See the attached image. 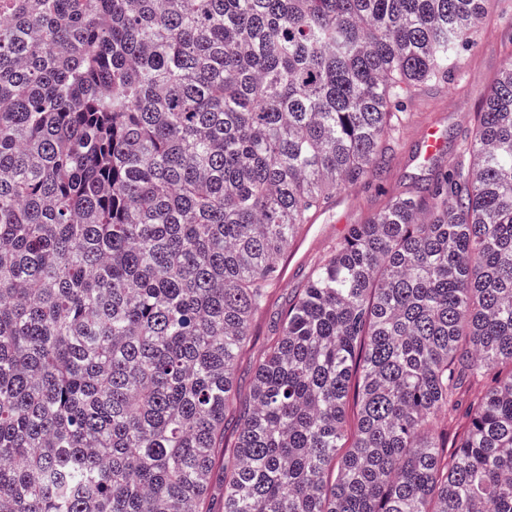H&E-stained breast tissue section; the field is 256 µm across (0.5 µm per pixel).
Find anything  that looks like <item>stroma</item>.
Listing matches in <instances>:
<instances>
[{
  "label": "stroma",
  "mask_w": 512,
  "mask_h": 512,
  "mask_svg": "<svg viewBox=\"0 0 512 512\" xmlns=\"http://www.w3.org/2000/svg\"><path fill=\"white\" fill-rule=\"evenodd\" d=\"M512 59V0H500L478 37L476 50L463 55L448 75L447 83L420 87L409 103L411 122L400 134L397 154L380 176L370 177L340 191L332 207L318 216L301 234V246L289 263L267 310L255 317L251 346L237 365L236 380L241 391H249L253 380V356L262 348L269 325L293 292L301 285L304 268L322 257L329 246L342 240L350 225L364 223L389 195L401 192L418 178L431 174L430 166L420 164L417 154L419 135L428 126L444 129L447 148L441 163L457 158L469 121L487 97L492 83L508 60Z\"/></svg>",
  "instance_id": "obj_1"
}]
</instances>
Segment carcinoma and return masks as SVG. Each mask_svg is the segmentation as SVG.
I'll list each match as a JSON object with an SVG mask.
<instances>
[{
  "instance_id": "1",
  "label": "carcinoma",
  "mask_w": 512,
  "mask_h": 512,
  "mask_svg": "<svg viewBox=\"0 0 512 512\" xmlns=\"http://www.w3.org/2000/svg\"><path fill=\"white\" fill-rule=\"evenodd\" d=\"M497 3L0 0V512H512V62L235 380Z\"/></svg>"
}]
</instances>
